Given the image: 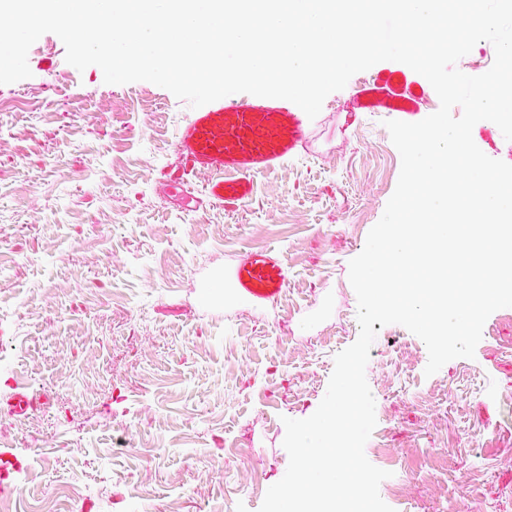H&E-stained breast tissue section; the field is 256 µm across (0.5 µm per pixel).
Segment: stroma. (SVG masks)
I'll use <instances>...</instances> for the list:
<instances>
[{
	"label": "stroma",
	"instance_id": "1",
	"mask_svg": "<svg viewBox=\"0 0 512 512\" xmlns=\"http://www.w3.org/2000/svg\"><path fill=\"white\" fill-rule=\"evenodd\" d=\"M29 78L0 85V498L13 512H259L289 456L284 418L311 416L337 353L358 337L349 262L400 174L385 126L359 111L363 74L329 94L317 140L252 199L187 209L160 183L191 107L147 81L77 70L52 33ZM258 246L278 249L288 286L269 308L203 306V276ZM366 367L388 399L383 452L406 496L438 512L480 476L478 512H512V307L486 320L474 358L434 375L405 327L379 329ZM481 433L472 453L467 435ZM42 404L43 401L37 393L16 391L6 399L8 411L16 415L32 412L40 408Z\"/></svg>",
	"mask_w": 512,
	"mask_h": 512
}]
</instances>
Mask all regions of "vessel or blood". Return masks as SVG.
<instances>
[{"label":"vessel or blood","instance_id":"1","mask_svg":"<svg viewBox=\"0 0 512 512\" xmlns=\"http://www.w3.org/2000/svg\"><path fill=\"white\" fill-rule=\"evenodd\" d=\"M356 98L363 111L409 116L421 111L427 90L403 71L384 69L358 88ZM313 136L309 117L291 101L219 100L190 114L175 146L186 171L209 174L203 191L208 203L228 207L249 201L255 178L275 173L305 151ZM224 283L225 302L274 305L288 284V269L276 250L258 248L225 272ZM41 404L35 393L17 391L6 399L9 412L16 415Z\"/></svg>","mask_w":512,"mask_h":512}]
</instances>
